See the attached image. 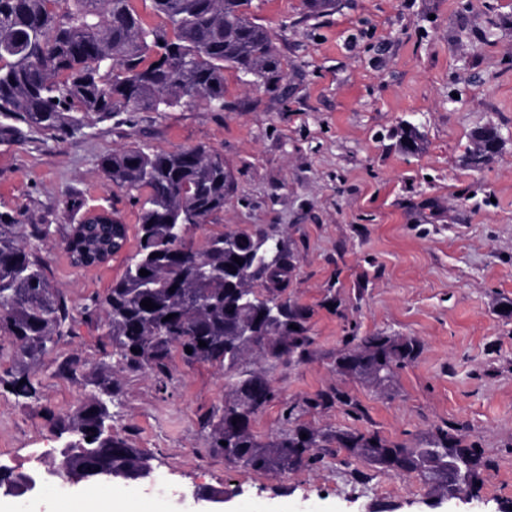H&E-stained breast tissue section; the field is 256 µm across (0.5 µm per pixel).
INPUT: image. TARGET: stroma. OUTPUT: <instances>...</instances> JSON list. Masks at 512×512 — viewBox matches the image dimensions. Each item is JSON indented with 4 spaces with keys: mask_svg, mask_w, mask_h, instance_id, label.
Masks as SVG:
<instances>
[{
    "mask_svg": "<svg viewBox=\"0 0 512 512\" xmlns=\"http://www.w3.org/2000/svg\"><path fill=\"white\" fill-rule=\"evenodd\" d=\"M251 11L276 36L287 98L228 70L232 111L196 100L86 118L59 137L30 128L0 135V211L48 228L27 244L67 301L73 329L44 357L32 400L4 387L18 364L11 346L0 349V462L19 471L52 466L62 441L48 414H74L89 399L90 373L112 361L100 319L84 306L107 293L136 252L139 206L105 180L99 158L133 144L205 145L223 154L236 191L190 237L200 243L234 229L280 236L297 257L287 294L311 312L315 342L305 362L250 356L243 364L278 391L255 434L277 435L284 407L338 388L362 414L336 405L305 422L409 444L460 430L491 467L479 498L435 509L416 478L332 448L313 467L254 473L210 446L204 421L224 405L223 371L176 354L163 392L151 374L114 371L112 431L151 457L168 484L162 495L135 487L130 512H210L211 503L192 498L202 487L224 491L223 512L248 500L263 512H366L375 501L395 512H499L512 502V316L502 310L512 303V0H339L317 17L304 0H252ZM407 124L419 133L412 153L399 145ZM486 126L498 130L500 153L474 170L465 155ZM102 210L127 224L126 245L98 266H75L66 230ZM377 332L422 344L388 394L336 371L347 336ZM67 358L79 360L76 374L58 372Z\"/></svg>",
    "mask_w": 512,
    "mask_h": 512,
    "instance_id": "1",
    "label": "stroma"
}]
</instances>
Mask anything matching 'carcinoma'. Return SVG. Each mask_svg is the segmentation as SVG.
Here are the masks:
<instances>
[{
  "instance_id": "cac0c4a2",
  "label": "carcinoma",
  "mask_w": 512,
  "mask_h": 512,
  "mask_svg": "<svg viewBox=\"0 0 512 512\" xmlns=\"http://www.w3.org/2000/svg\"><path fill=\"white\" fill-rule=\"evenodd\" d=\"M152 2L162 26L146 23L131 0H0V116L55 133L80 125L75 112L99 118L168 112L187 99H202L218 112L230 110L232 103L224 99L227 69L253 86L288 96L275 35L250 15L252 0ZM305 7L309 15L320 16L334 11L336 0H305ZM418 139L415 128H401L399 143L406 151L415 152ZM499 149L495 129H481L466 164L480 169ZM99 165L112 186L139 204L138 246L122 276L84 312L103 315L121 368L148 370L161 385L175 352L188 364L211 363L224 370L227 399L206 419L212 447L261 474L313 465L322 460L321 450L333 446L379 472L418 479L426 469L446 472L452 462L472 475L469 493L480 492L489 463L461 434L438 429L425 443L407 445L376 432L322 431L300 422L307 410L336 403L359 410V402L339 389L318 394L304 408L288 407L286 428L267 441L258 438L252 423L277 390L264 374L241 364L250 354L304 362L314 344L309 309L286 295L294 253L280 239L243 229L212 234L201 245L179 236L185 214L204 224L224 210L235 191L234 176L219 152L132 145L101 157ZM46 234L0 213V340L9 342L24 365L6 381L18 399L37 396L38 366L57 339L72 333L67 303L26 243ZM142 269L149 275H139ZM147 298L156 308L142 307ZM169 314L173 318L167 321ZM245 326L256 336L252 346L237 343ZM201 340L206 346H199ZM420 352L412 337L353 336L336 357V372L388 391L396 371ZM89 383L95 388L89 401L65 419L49 414L51 429L73 448L76 470L107 472L117 465L135 470L141 450L103 432L118 393L112 373L99 371Z\"/></svg>"
}]
</instances>
